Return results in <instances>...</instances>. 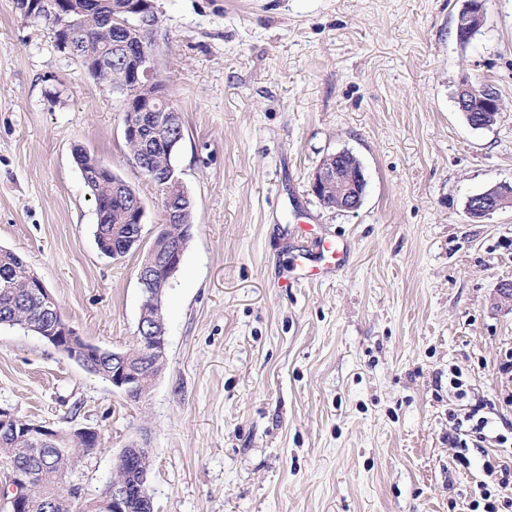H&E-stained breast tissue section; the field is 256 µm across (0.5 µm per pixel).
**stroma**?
Wrapping results in <instances>:
<instances>
[{"instance_id": "obj_1", "label": "stroma", "mask_w": 512, "mask_h": 512, "mask_svg": "<svg viewBox=\"0 0 512 512\" xmlns=\"http://www.w3.org/2000/svg\"><path fill=\"white\" fill-rule=\"evenodd\" d=\"M464 0H156L152 36L184 135L173 165L194 201L165 301V365L135 403L39 336L0 327V408L99 445L67 475L82 499L130 443L150 448L155 512H467L488 459H453L449 369L512 426V206L466 202L512 184V0L456 36ZM497 88L496 123L472 128L462 78ZM123 104L51 28L0 0V247L53 294L63 319L106 348L132 342L142 251L104 256L74 162L83 149L163 219L134 167ZM360 161L353 212L310 190L327 155ZM348 246L328 277L310 238ZM505 196L509 199L507 191L497 188L488 189L469 198V209L474 210L478 214L477 219L484 218L502 208V199Z\"/></svg>"}]
</instances>
